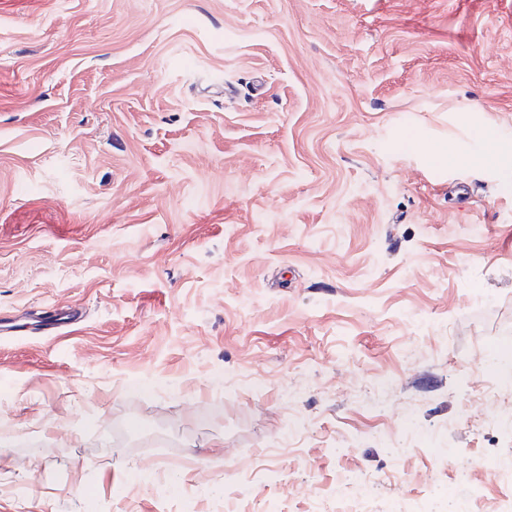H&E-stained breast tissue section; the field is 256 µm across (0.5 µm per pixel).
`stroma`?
<instances>
[{
  "instance_id": "obj_1",
  "label": "stroma",
  "mask_w": 512,
  "mask_h": 512,
  "mask_svg": "<svg viewBox=\"0 0 512 512\" xmlns=\"http://www.w3.org/2000/svg\"><path fill=\"white\" fill-rule=\"evenodd\" d=\"M488 127L512 0H0V512L432 474L494 512L512 174L448 161ZM55 305L83 317L37 334Z\"/></svg>"
}]
</instances>
